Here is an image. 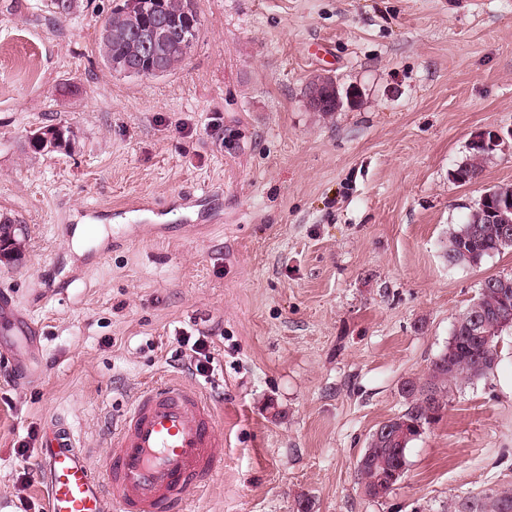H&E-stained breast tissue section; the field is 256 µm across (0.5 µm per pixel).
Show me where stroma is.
Returning <instances> with one entry per match:
<instances>
[{
	"instance_id": "1",
	"label": "stroma",
	"mask_w": 512,
	"mask_h": 512,
	"mask_svg": "<svg viewBox=\"0 0 512 512\" xmlns=\"http://www.w3.org/2000/svg\"><path fill=\"white\" fill-rule=\"evenodd\" d=\"M43 3L0 0V211L23 230L0 299L41 329L32 353L0 338V512L45 500L39 448L16 453L28 431L65 416L101 466L164 377L207 393L224 438L187 512H454L512 487V328L388 497L356 472L481 282L512 275L510 250L443 257L481 193L512 184L508 138L477 183L453 179L474 136L512 130V0H195L197 43L153 78L103 66L112 0L60 23ZM318 76L355 103L310 109ZM47 125L69 145L33 152ZM187 333L208 336L210 378L182 367Z\"/></svg>"
}]
</instances>
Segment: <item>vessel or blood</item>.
I'll use <instances>...</instances> for the list:
<instances>
[{
  "mask_svg": "<svg viewBox=\"0 0 512 512\" xmlns=\"http://www.w3.org/2000/svg\"><path fill=\"white\" fill-rule=\"evenodd\" d=\"M223 445L211 400L181 380L159 379L113 427L100 471L68 424L50 421L41 440L46 512H185Z\"/></svg>",
  "mask_w": 512,
  "mask_h": 512,
  "instance_id": "1",
  "label": "vessel or blood"
}]
</instances>
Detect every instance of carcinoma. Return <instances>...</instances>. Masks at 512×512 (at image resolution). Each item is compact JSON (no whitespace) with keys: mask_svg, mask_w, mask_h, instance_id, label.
I'll use <instances>...</instances> for the list:
<instances>
[{"mask_svg":"<svg viewBox=\"0 0 512 512\" xmlns=\"http://www.w3.org/2000/svg\"><path fill=\"white\" fill-rule=\"evenodd\" d=\"M166 12L174 17L190 16L192 26L187 32V43L171 46L160 57H148L140 46L130 38L129 31L139 23H147L148 18H139V12L129 10L128 0H115L113 6L100 19L99 55L103 65L119 75L116 64L127 59H136L144 70L159 68L168 74L174 71L190 54L198 39L201 21L195 9L194 0H162L160 3ZM44 133L50 136L48 144L29 142L36 153L62 147L57 133L69 128L44 126ZM486 157L470 153L461 169L472 177H478L483 171ZM480 223V233L470 234V225ZM501 225L489 224L486 219L476 220V214H470L467 222L449 233L448 243L444 247V258L448 264L476 265L484 257L500 253L499 238ZM21 229L18 221L7 213L0 214V262L11 263L22 252ZM486 289L478 293L480 308L487 315L506 316L512 319V306L503 304L497 291L495 277L485 279ZM471 309H466L458 318L460 327L453 328L452 336L446 348L433 361L428 375L422 380H408L406 384L414 392L413 400L407 408L395 417L388 419L390 426L408 431L409 437L403 442L371 449V455L382 462H390L396 449L407 454L411 444L420 437V433L411 430V426L420 424L423 428L440 417L448 405V395L453 388L464 380H476L486 377L495 367L487 341L482 338L465 337V323L469 322ZM384 469L371 465L357 466L358 479L375 484L381 481ZM454 512H512V489H490L476 496L467 497L455 505Z\"/></svg>","mask_w":512,"mask_h":512,"instance_id":"obj_1","label":"carcinoma"}]
</instances>
